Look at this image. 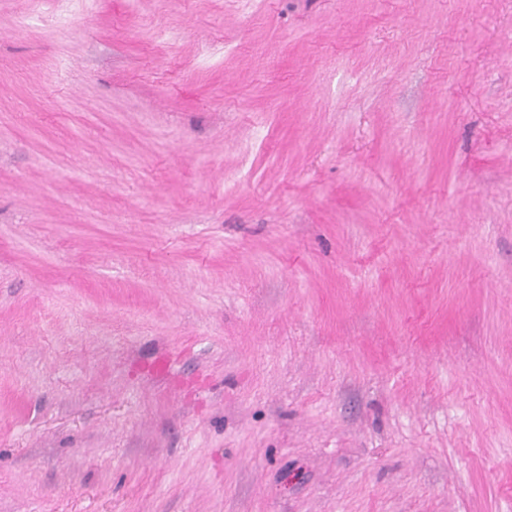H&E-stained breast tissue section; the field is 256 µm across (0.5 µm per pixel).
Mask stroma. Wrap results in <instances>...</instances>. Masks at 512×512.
<instances>
[{
  "mask_svg": "<svg viewBox=\"0 0 512 512\" xmlns=\"http://www.w3.org/2000/svg\"><path fill=\"white\" fill-rule=\"evenodd\" d=\"M0 512H512V0H0Z\"/></svg>",
  "mask_w": 512,
  "mask_h": 512,
  "instance_id": "obj_1",
  "label": "stroma"
}]
</instances>
